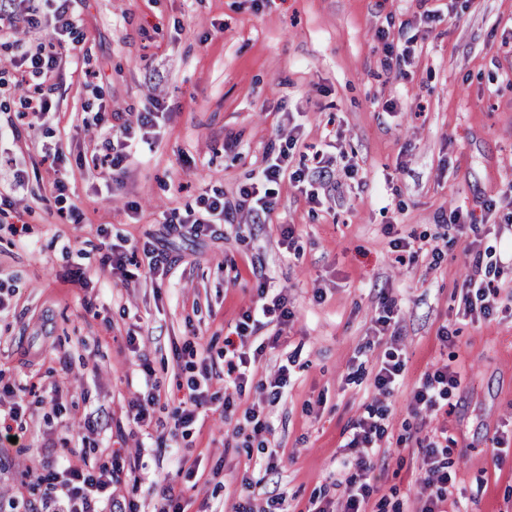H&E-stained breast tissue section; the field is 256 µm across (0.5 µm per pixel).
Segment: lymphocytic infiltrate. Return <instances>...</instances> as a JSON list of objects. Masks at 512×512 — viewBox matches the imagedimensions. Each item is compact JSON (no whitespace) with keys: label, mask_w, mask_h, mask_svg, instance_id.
<instances>
[{"label":"lymphocytic infiltrate","mask_w":512,"mask_h":512,"mask_svg":"<svg viewBox=\"0 0 512 512\" xmlns=\"http://www.w3.org/2000/svg\"><path fill=\"white\" fill-rule=\"evenodd\" d=\"M44 2L55 20L54 37L49 43L23 52L16 61L17 84L21 87L27 85L30 78L44 75L45 71L56 66L60 48L78 42L76 23L70 15V0ZM113 118V113L100 112V126L111 132L114 142L105 154L92 159L95 167L105 169L110 175L122 170L127 159L128 142L134 139L136 129L152 126L154 115L142 112L136 119H127L118 125L114 124ZM296 144V138L291 136L282 146L268 147L260 161L254 183L240 189L238 202H230L220 194L202 198L200 211H187L184 217L179 218V225L187 224L194 231L202 232L211 224H232L244 206L252 215L268 216L274 206L275 187L286 178L296 184L309 204H321V192L326 185L328 170L320 168L314 177L301 169L288 171L285 162ZM499 294L500 288L493 280L469 276L461 291L464 315H493ZM257 296L255 305L242 313L234 335L224 339V375L229 386L228 393L224 395V409L228 412L236 408L238 396L254 381L256 363L263 350L254 347L253 335L263 327L267 318H276L282 327L288 326L294 318V312L288 305L287 292L277 287L272 278L259 276ZM456 381V372L445 366L424 373L413 394L414 412L436 410L440 398ZM384 418V412L376 409L369 411L367 416L358 419L352 426L346 445L365 449L366 454L357 462L345 460L341 463L340 471L345 475V497L340 504V512H368L374 491L371 483L375 470L372 451L386 434ZM446 451V446L437 439L425 447L428 472L438 483L439 489L436 494L418 498V512H446L452 482L447 472L448 464L442 459ZM70 455V461L63 467L47 470L38 478L42 504L48 512H133V503L118 502L108 493L111 485L120 480L124 470L122 462L97 465L86 460L80 448L71 449Z\"/></svg>","instance_id":"lymphocytic-infiltrate-1"}]
</instances>
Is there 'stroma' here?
Listing matches in <instances>:
<instances>
[{"instance_id": "stroma-1", "label": "stroma", "mask_w": 512, "mask_h": 512, "mask_svg": "<svg viewBox=\"0 0 512 512\" xmlns=\"http://www.w3.org/2000/svg\"><path fill=\"white\" fill-rule=\"evenodd\" d=\"M431 9L441 12L432 24ZM70 10L84 36L46 79L47 119L21 118L27 93L12 60L49 39L52 14L37 29L18 23L15 45L0 46V186L19 173L26 182L0 206V418L21 405L25 433L0 445V512L19 497L40 512L33 486L74 446L98 463L144 449L140 469L112 487L138 512H157L170 489L188 512H231L246 477L303 512L341 500L339 466L363 454L344 443L372 407L387 411L372 505L412 512L424 447L444 431L459 512H512V314L462 316L473 259L448 222L455 208L471 212L483 263L512 254V227L485 206L512 184V0H71ZM384 36L409 45L405 78L384 69ZM158 102V126L121 181L105 182L91 163L106 137L99 106L133 119ZM291 132L290 168L313 172L319 151L335 159L324 205L309 207L285 180L265 223L243 213L201 236L169 233L201 197L235 199ZM150 234L165 240L167 274L142 256L128 277L103 269L107 244L139 247ZM397 236L445 255L409 260L392 250ZM257 270L287 289L295 313L277 345L273 326L257 334L256 376L287 366V394L271 404L247 390L230 415L212 401L171 433L202 364L223 392L224 338L257 300ZM384 294L400 334L377 340ZM394 350L408 369L386 397L374 375ZM144 360L156 400L138 424L130 405L146 391ZM443 365L460 385L439 411L411 412L421 374ZM258 402L279 450L270 473L243 413Z\"/></svg>"}]
</instances>
